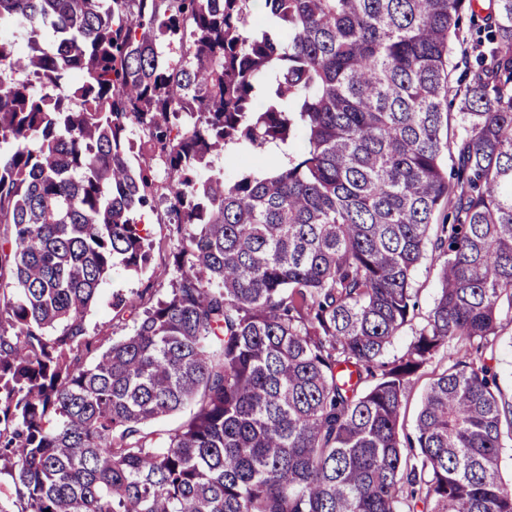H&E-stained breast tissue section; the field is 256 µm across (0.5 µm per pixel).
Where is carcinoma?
Returning <instances> with one entry per match:
<instances>
[{"mask_svg": "<svg viewBox=\"0 0 512 512\" xmlns=\"http://www.w3.org/2000/svg\"><path fill=\"white\" fill-rule=\"evenodd\" d=\"M264 2L0 0L17 512H512V402L483 358L512 321V0L454 113L464 0ZM231 144L241 171L199 178ZM161 203L170 292L113 295L142 312L95 347L87 314L114 266H150ZM429 256L438 295L388 358ZM450 348L402 439L408 384Z\"/></svg>", "mask_w": 512, "mask_h": 512, "instance_id": "obj_1", "label": "carcinoma"}]
</instances>
